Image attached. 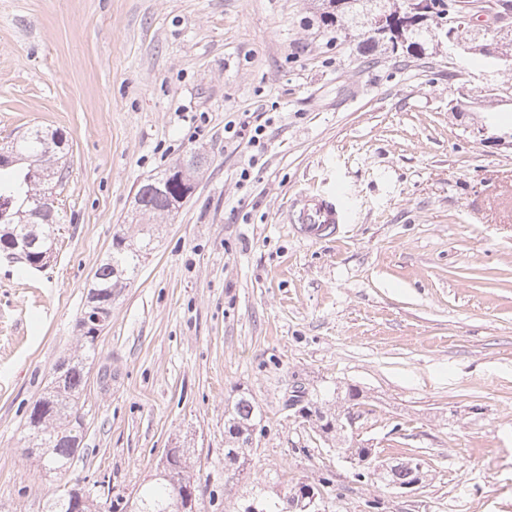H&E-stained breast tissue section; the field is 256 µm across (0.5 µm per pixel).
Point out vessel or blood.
<instances>
[{
	"instance_id": "1",
	"label": "vessel or blood",
	"mask_w": 512,
	"mask_h": 512,
	"mask_svg": "<svg viewBox=\"0 0 512 512\" xmlns=\"http://www.w3.org/2000/svg\"><path fill=\"white\" fill-rule=\"evenodd\" d=\"M349 213L341 203L339 192L301 191L291 206V219L298 233L306 239L317 240L338 232Z\"/></svg>"
}]
</instances>
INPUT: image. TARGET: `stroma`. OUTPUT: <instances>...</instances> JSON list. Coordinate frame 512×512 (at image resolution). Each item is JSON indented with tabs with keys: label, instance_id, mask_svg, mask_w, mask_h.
I'll return each mask as SVG.
<instances>
[{
	"label": "stroma",
	"instance_id": "stroma-1",
	"mask_svg": "<svg viewBox=\"0 0 512 512\" xmlns=\"http://www.w3.org/2000/svg\"><path fill=\"white\" fill-rule=\"evenodd\" d=\"M319 14L317 0H0V146L56 129L68 167L50 264L0 255V512H46L74 484L128 498L180 445L201 512H241L282 492L280 474L325 512H512V148L471 132L512 133V102L486 96L512 71L364 52ZM463 83L472 100L452 110ZM231 119L269 120L268 136L225 142ZM193 153L194 194L112 298L83 440L44 470L22 425L78 345L94 271L116 234L138 236L139 186ZM334 184L348 223L300 240L292 194ZM297 383L357 386L354 445L420 458L422 485L357 478L289 419ZM243 392L263 420L237 475L224 406Z\"/></svg>",
	"mask_w": 512,
	"mask_h": 512
}]
</instances>
